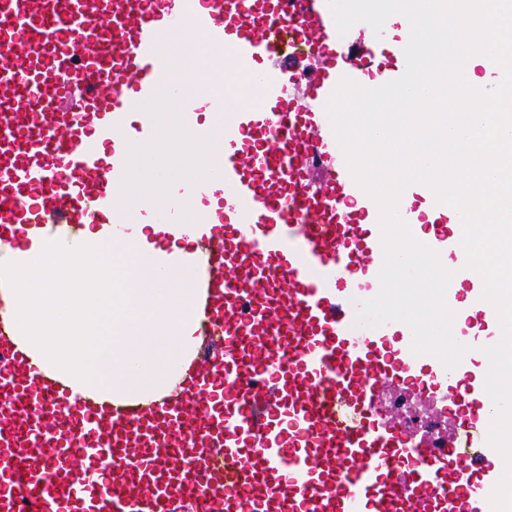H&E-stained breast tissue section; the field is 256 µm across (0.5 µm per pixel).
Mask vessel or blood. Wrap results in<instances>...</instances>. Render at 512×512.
Instances as JSON below:
<instances>
[{
	"label": "vessel or blood",
	"instance_id": "1",
	"mask_svg": "<svg viewBox=\"0 0 512 512\" xmlns=\"http://www.w3.org/2000/svg\"><path fill=\"white\" fill-rule=\"evenodd\" d=\"M200 3L0 0V245L23 228L67 238L125 223L130 148L163 133L141 107L178 89L166 37L206 53L209 86L245 72L261 100L219 139L202 113L223 98H184L185 128L224 161L174 184L195 209H156L149 188L136 199L160 242L201 229L177 262L201 290L216 352L170 393L145 406L71 402L4 330L13 273L0 265V512H491L504 463L486 442L478 350L501 332L460 234L418 224L415 204H435L425 185L405 190L399 214L453 271L446 301L476 321L458 336L470 350L449 371L413 355L407 325L357 323L379 290V210L320 105L369 71L376 43L338 44L327 0ZM216 191L222 204L205 207ZM394 388L447 432L410 430L383 404ZM103 459L112 466L92 482Z\"/></svg>",
	"mask_w": 512,
	"mask_h": 512
}]
</instances>
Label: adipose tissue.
I'll return each mask as SVG.
<instances>
[{"label": "adipose tissue", "mask_w": 512, "mask_h": 512, "mask_svg": "<svg viewBox=\"0 0 512 512\" xmlns=\"http://www.w3.org/2000/svg\"><path fill=\"white\" fill-rule=\"evenodd\" d=\"M181 105L167 98L165 111L154 115L165 136L133 146L126 198L151 183L155 206L164 209L170 197L158 173L204 177L222 164V152L197 149ZM156 231L132 205L111 234L87 226L70 246L32 236L0 252L16 277L14 340L40 370L65 381L73 398L144 405L171 391L194 359L199 290L173 264L179 247L156 246Z\"/></svg>", "instance_id": "adipose-tissue-1"}]
</instances>
